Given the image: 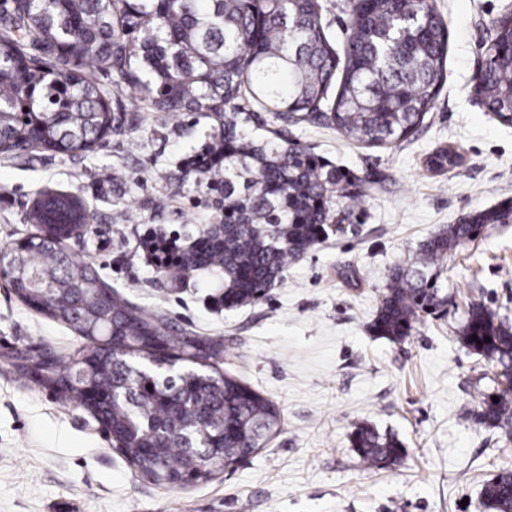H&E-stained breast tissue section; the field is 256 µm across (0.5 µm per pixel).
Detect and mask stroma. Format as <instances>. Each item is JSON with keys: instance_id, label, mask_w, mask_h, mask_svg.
I'll list each match as a JSON object with an SVG mask.
<instances>
[{"instance_id": "1", "label": "stroma", "mask_w": 512, "mask_h": 512, "mask_svg": "<svg viewBox=\"0 0 512 512\" xmlns=\"http://www.w3.org/2000/svg\"><path fill=\"white\" fill-rule=\"evenodd\" d=\"M448 32L443 86L418 132L396 147L343 139L320 125L291 137L352 172L366 193L345 229L289 263L261 302L225 309L219 280L186 270L172 287L144 251L156 235L188 247L220 223L215 192L189 179L169 191L209 119L152 111L115 75L101 83L134 126L77 157L33 151L0 158V251L37 233L29 221L44 189L75 194L95 213L64 246L129 303L177 329L220 340L223 369L274 404L283 424L266 446L214 478L182 487L137 477L91 413L17 367L20 353L62 355L83 343L66 324L29 308L0 278V512H477L485 483L512 465V434L473 414L494 391L493 370L459 331L471 305L512 321V217L486 225L443 264V312L394 343L372 336L391 270L419 244L481 211L512 210V124L481 105L474 78L512 0H435ZM461 155L442 172L436 150ZM367 422L407 450L400 463H360L350 434Z\"/></svg>"}]
</instances>
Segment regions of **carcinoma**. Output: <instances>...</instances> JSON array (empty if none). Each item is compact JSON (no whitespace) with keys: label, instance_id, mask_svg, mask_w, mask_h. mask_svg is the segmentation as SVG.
Masks as SVG:
<instances>
[{"label":"carcinoma","instance_id":"carcinoma-1","mask_svg":"<svg viewBox=\"0 0 512 512\" xmlns=\"http://www.w3.org/2000/svg\"><path fill=\"white\" fill-rule=\"evenodd\" d=\"M498 46L479 75L487 110L512 123V14L493 22ZM447 35L431 0H364L353 4L345 61L322 23L320 0H0V155L40 149L87 153L131 126L97 74H115L158 111L196 112L213 122L210 139L173 177H195L222 194L224 223L213 225L196 264L224 281V307L257 303L294 260L334 231L330 202L352 211L362 202L353 179L288 138V125L319 123L369 146L409 140L433 107L445 71ZM343 65L341 79L336 68ZM459 162L440 149L433 171ZM32 223L54 218L83 228L93 213L77 199L42 191ZM500 219L473 214L428 237L413 262L394 269L370 324L394 343L444 308L434 277L458 246ZM58 242L28 237L11 284L36 311L68 324L79 348L43 364L42 385L85 404L77 363L97 362L104 394L126 391L107 410L127 440L122 453L141 478L157 485L180 476L211 479L265 447L282 414L266 397L218 367L219 341L173 333L160 315L112 294L90 263L61 260ZM131 337L112 353L90 325ZM489 341H484V338ZM466 350L495 368L501 386L485 394L475 418L512 427V324L480 305L460 332ZM186 362L168 377L166 364ZM127 364L145 367L128 374ZM498 401H493L492 396ZM161 436L162 466L145 452ZM360 461L377 469L399 463L403 442L361 423L350 435ZM492 512H512V468L483 489Z\"/></svg>","mask_w":512,"mask_h":512}]
</instances>
